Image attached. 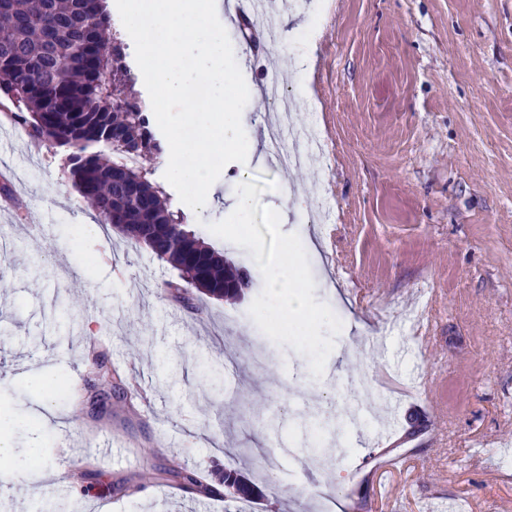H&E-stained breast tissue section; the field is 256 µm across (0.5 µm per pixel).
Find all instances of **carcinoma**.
<instances>
[{"mask_svg": "<svg viewBox=\"0 0 512 512\" xmlns=\"http://www.w3.org/2000/svg\"><path fill=\"white\" fill-rule=\"evenodd\" d=\"M112 20L104 0H0V96L17 103L10 119L38 143L67 146L66 172L106 227L145 244L177 273L176 289L193 287L223 299L251 288L252 277L184 229L170 197L151 172L126 158L163 152L118 39L106 40ZM111 150L107 156L94 146ZM183 485L207 496L251 502L258 492L235 468L218 483L197 472Z\"/></svg>", "mask_w": 512, "mask_h": 512, "instance_id": "cac0c4a2", "label": "carcinoma"}]
</instances>
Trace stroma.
<instances>
[{
    "label": "stroma",
    "mask_w": 512,
    "mask_h": 512,
    "mask_svg": "<svg viewBox=\"0 0 512 512\" xmlns=\"http://www.w3.org/2000/svg\"><path fill=\"white\" fill-rule=\"evenodd\" d=\"M280 39L241 68L259 144L227 164L214 198L181 207L188 230L250 274L302 256L311 321L280 332L260 286L237 301L165 287L175 272L98 226L63 171L66 148L0 138V170L23 191L0 204V512H236L198 500L172 465L252 477L249 448L270 438L273 481L253 512H500L512 483V0H284ZM308 93H300L299 77ZM284 87L295 129L316 125L327 169L286 168L266 151L263 84ZM247 183H240V173ZM250 193L247 218L235 201ZM290 189L295 209L271 219ZM330 204V222L312 219ZM80 292L74 319L60 296ZM419 320L379 353L357 324ZM112 392L91 405L96 361ZM397 404L399 468L372 440ZM41 452V466L28 457ZM151 472L145 491L124 487ZM310 486L324 499L301 502Z\"/></svg>",
    "instance_id": "stroma-1"
}]
</instances>
